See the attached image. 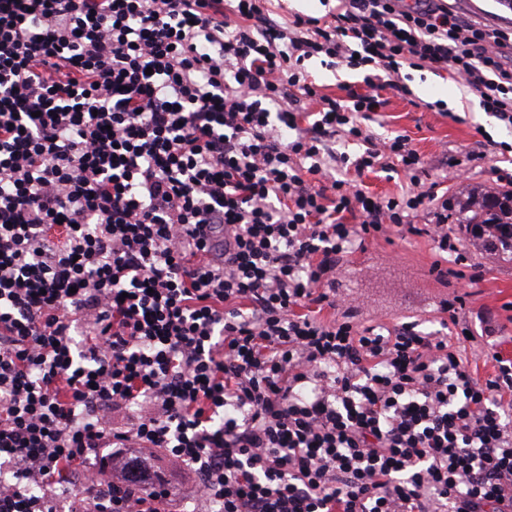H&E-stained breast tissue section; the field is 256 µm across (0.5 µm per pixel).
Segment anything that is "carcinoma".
<instances>
[{"label": "carcinoma", "instance_id": "cac0c4a2", "mask_svg": "<svg viewBox=\"0 0 512 512\" xmlns=\"http://www.w3.org/2000/svg\"><path fill=\"white\" fill-rule=\"evenodd\" d=\"M456 223L482 251L512 262V189L484 191L456 203Z\"/></svg>", "mask_w": 512, "mask_h": 512}]
</instances>
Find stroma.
I'll return each mask as SVG.
<instances>
[{"label": "stroma", "mask_w": 512, "mask_h": 512, "mask_svg": "<svg viewBox=\"0 0 512 512\" xmlns=\"http://www.w3.org/2000/svg\"><path fill=\"white\" fill-rule=\"evenodd\" d=\"M411 96H390L383 112L374 115L370 127L379 137L408 135L428 163L431 177L444 175L449 160L472 153L477 157L469 180L451 184L449 196L460 197L476 189L508 188L511 183L493 173L490 161L481 157L488 141L512 145V129L480 108L477 97L468 94L449 72L423 71L414 77ZM453 103L451 115L419 107V100ZM438 256L428 239L415 237L387 242L367 241L364 250L345 257L336 269V289L350 295L348 307L353 322H389L404 313L410 290H418L424 305L423 330L438 329L443 318L440 305L452 295H465L461 317L471 329L473 341L462 344L461 353L480 375L494 370L486 352L498 341L504 356L512 358V263L473 253L470 260L481 265L483 278L472 284L465 279L440 278L432 271ZM493 336H486V326Z\"/></svg>", "instance_id": "35a3bbf8"}]
</instances>
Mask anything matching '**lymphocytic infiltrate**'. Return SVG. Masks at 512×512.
<instances>
[{"instance_id": "obj_1", "label": "lymphocytic infiltrate", "mask_w": 512, "mask_h": 512, "mask_svg": "<svg viewBox=\"0 0 512 512\" xmlns=\"http://www.w3.org/2000/svg\"><path fill=\"white\" fill-rule=\"evenodd\" d=\"M322 56L362 87L324 93ZM406 67L512 126V33L441 0L286 25L266 0H0V512H173L160 458L192 512H503L512 358L457 354L464 297L451 335L322 316L371 238L483 277L411 138L368 126ZM378 170L400 194L362 187ZM155 465L156 469L166 474L169 479L175 499L173 509L177 511L184 509L189 510V504H186L185 501L187 500V488L190 487L192 478L188 474L180 471L169 472L168 465L163 459H158Z\"/></svg>"}]
</instances>
